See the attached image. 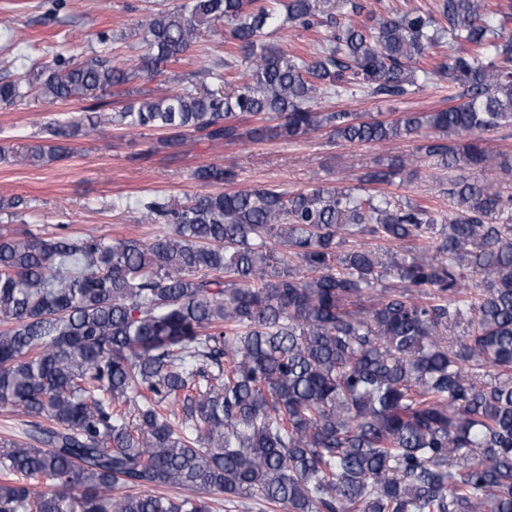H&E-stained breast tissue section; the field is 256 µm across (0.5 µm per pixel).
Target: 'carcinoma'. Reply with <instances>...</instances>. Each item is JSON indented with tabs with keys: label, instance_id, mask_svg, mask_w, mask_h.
<instances>
[{
	"label": "carcinoma",
	"instance_id": "cac0c4a2",
	"mask_svg": "<svg viewBox=\"0 0 512 512\" xmlns=\"http://www.w3.org/2000/svg\"><path fill=\"white\" fill-rule=\"evenodd\" d=\"M280 2L184 0L143 21L132 71L57 54L0 82L4 106L94 101L15 160L68 157L104 124L110 89L159 79L110 122L162 130L173 153L188 131L226 144L423 136L461 172L448 223L380 189L401 170L371 169L347 188L145 198L144 221L166 226L149 244L0 233V405L27 426L0 444V512H213L217 495L269 512H512V196L463 175L486 161L482 134L512 126V39L485 0H440L438 19L349 18L311 57L287 59L267 42ZM288 19L313 27L312 0H288ZM221 21L263 68L228 92L227 61L164 86L166 66ZM445 37L462 51L427 69ZM434 74L461 102L393 121L313 108L361 85L403 97ZM248 118L259 125L243 129ZM193 176L236 178L215 165ZM354 235L397 251L344 249ZM389 267L404 285L377 287Z\"/></svg>",
	"mask_w": 512,
	"mask_h": 512
}]
</instances>
